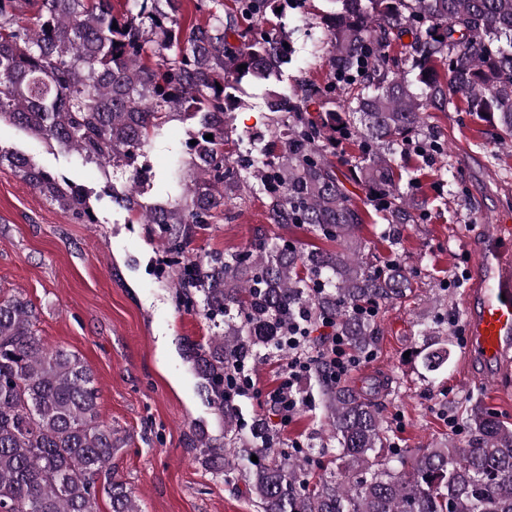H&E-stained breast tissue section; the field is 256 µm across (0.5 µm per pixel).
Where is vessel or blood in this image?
<instances>
[{
  "instance_id": "obj_1",
  "label": "vessel or blood",
  "mask_w": 512,
  "mask_h": 512,
  "mask_svg": "<svg viewBox=\"0 0 512 512\" xmlns=\"http://www.w3.org/2000/svg\"><path fill=\"white\" fill-rule=\"evenodd\" d=\"M469 357L512 371V226L490 224L471 266L465 303Z\"/></svg>"
}]
</instances>
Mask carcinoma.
I'll list each match as a JSON object with an SVG mask.
<instances>
[{"instance_id": "cac0c4a2", "label": "carcinoma", "mask_w": 512, "mask_h": 512, "mask_svg": "<svg viewBox=\"0 0 512 512\" xmlns=\"http://www.w3.org/2000/svg\"><path fill=\"white\" fill-rule=\"evenodd\" d=\"M180 2L129 0L114 13L111 0H0V122L103 171L102 194L128 223L149 225L170 255L179 303L211 324L189 357L224 417V442L197 435L202 463L226 481L241 478L262 512H512V427L480 406L466 417L469 447L410 455L394 446L376 404L319 367L307 376L305 399L320 401L341 469L313 482L309 461L285 452L265 419L245 420L249 394L235 371L262 363L263 349L288 355L291 332L312 336L324 321L356 353L374 348L375 317L358 309L402 293L408 279L394 261H363V211L346 182L362 187L385 221L382 234L394 239L398 225L421 215L395 182L396 155L411 146L440 151L430 111L447 110L459 92L470 116L512 142V0H328V82L293 76L289 89L268 92L269 120L282 128L279 153L256 149L233 161L224 135L234 91L244 81L281 83L297 67L291 34L263 24L304 0H234L228 11L221 0H197L208 22L187 27ZM405 36L404 56L390 57ZM171 112L195 121L192 173L176 180L173 203L152 206L139 200L140 173ZM338 130L360 142L345 163L335 161ZM5 161L62 211L96 223L80 185L0 147ZM115 171L131 183H112ZM244 187L266 200L270 223L305 226L336 247L260 234L241 251L185 257L198 231L229 218L227 202ZM35 319L22 293L0 298V512H97L99 489L111 512H140L112 475L124 437L101 420L90 371L35 336ZM443 324L439 314L422 323L425 341L412 358L423 378L448 370Z\"/></svg>"}]
</instances>
